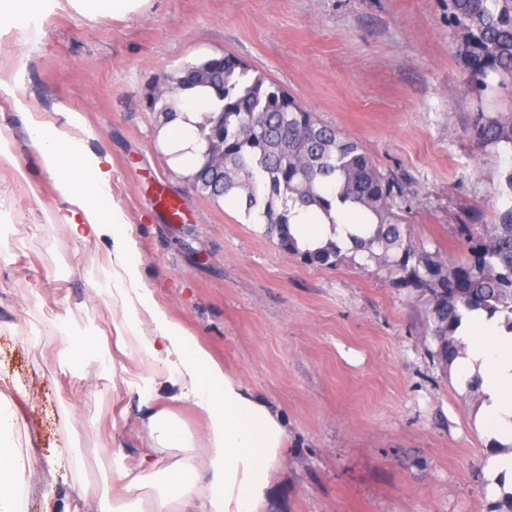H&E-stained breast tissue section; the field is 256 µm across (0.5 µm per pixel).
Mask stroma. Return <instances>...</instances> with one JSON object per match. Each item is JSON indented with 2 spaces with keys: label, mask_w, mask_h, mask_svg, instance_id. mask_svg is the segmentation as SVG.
<instances>
[{
  "label": "stroma",
  "mask_w": 512,
  "mask_h": 512,
  "mask_svg": "<svg viewBox=\"0 0 512 512\" xmlns=\"http://www.w3.org/2000/svg\"><path fill=\"white\" fill-rule=\"evenodd\" d=\"M43 34L0 31V393L29 397L11 443L43 512L46 457L84 453L68 480L95 504L138 458L137 403L62 335L105 337L112 315L86 280L107 241L76 239L37 152L30 116L82 117L112 163L145 280L169 314L282 413L288 442L267 512H490V443L455 366L432 359L429 299L392 286L382 263L333 269L281 251L243 206L199 193L171 164L149 101L165 77L227 54L359 141L401 188L391 219L459 259L456 225L494 219L505 151L465 135L471 102L449 0H151L117 20L43 0ZM181 204L171 219L158 192Z\"/></svg>",
  "instance_id": "1"
}]
</instances>
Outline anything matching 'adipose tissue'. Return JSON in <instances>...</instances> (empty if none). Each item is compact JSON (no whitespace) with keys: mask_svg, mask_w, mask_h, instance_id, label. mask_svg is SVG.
Masks as SVG:
<instances>
[{"mask_svg":"<svg viewBox=\"0 0 512 512\" xmlns=\"http://www.w3.org/2000/svg\"><path fill=\"white\" fill-rule=\"evenodd\" d=\"M221 101L208 88L179 95L178 115L164 131L174 162L192 172L202 145L197 124L203 114L219 112ZM77 115L65 124L31 119L28 141L55 182L66 210L62 221L84 241L112 244L107 265L91 283L106 306L119 311L113 321L116 347L128 359L150 365L149 376L128 375L124 383L135 394L146 431L138 463L122 468V496L100 499L97 512H262L274 470L287 444L281 412L256 396L170 317L157 301L142 272L135 227L112 192L109 160L86 146ZM322 196L330 210L294 205L288 229L300 249L336 244L354 246V237L371 235L377 220L367 209L338 195L335 180H326ZM455 336L464 353L455 360L468 379H478L479 423L495 446L488 460L492 475L512 476V328L504 314L483 309L464 312ZM26 395L0 402V512H21L27 488L17 477L18 457L8 443L20 419ZM187 402L206 421L204 455L177 422L171 404ZM180 450L170 459L169 450Z\"/></svg>","mask_w":512,"mask_h":512,"instance_id":"ef3b65f1","label":"adipose tissue"}]
</instances>
